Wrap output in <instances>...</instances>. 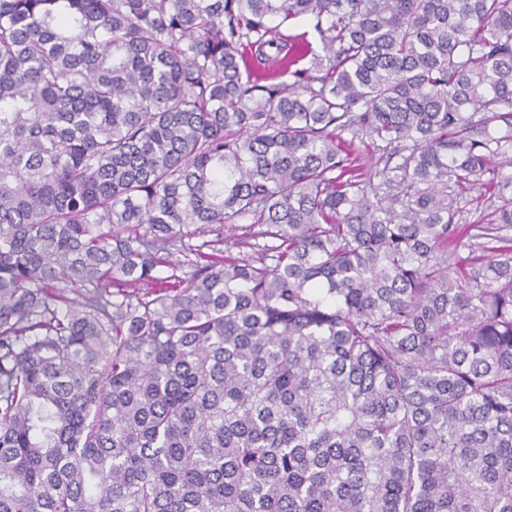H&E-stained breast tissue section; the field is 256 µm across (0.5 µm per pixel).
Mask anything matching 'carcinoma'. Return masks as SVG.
<instances>
[{
  "label": "carcinoma",
  "instance_id": "1",
  "mask_svg": "<svg viewBox=\"0 0 512 512\" xmlns=\"http://www.w3.org/2000/svg\"><path fill=\"white\" fill-rule=\"evenodd\" d=\"M511 151L512 0H0V512H512ZM316 20L312 16H303L293 19L279 27V33L284 35H297L304 33L305 38L309 40L313 47L320 51L321 43L319 35L315 30ZM491 197L489 198V196ZM463 200L466 201L465 212L463 213V218L461 223L469 224L482 209H485L488 204L492 201L494 204H499V199L493 197V189H487V191H483L482 195H479V192H466L463 195Z\"/></svg>",
  "mask_w": 512,
  "mask_h": 512
}]
</instances>
